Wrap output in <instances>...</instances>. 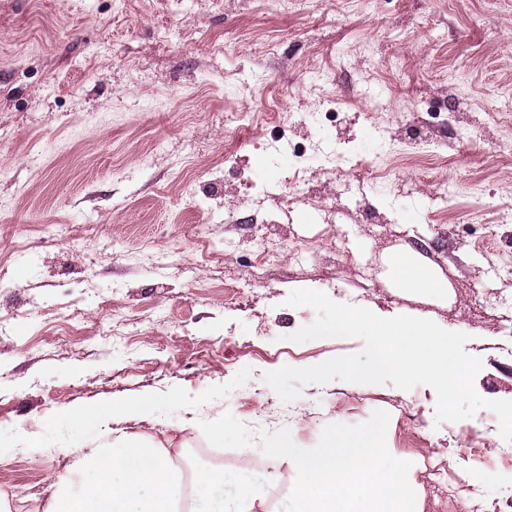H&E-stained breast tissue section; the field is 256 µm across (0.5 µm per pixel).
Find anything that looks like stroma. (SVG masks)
<instances>
[{"instance_id":"1","label":"stroma","mask_w":512,"mask_h":512,"mask_svg":"<svg viewBox=\"0 0 512 512\" xmlns=\"http://www.w3.org/2000/svg\"><path fill=\"white\" fill-rule=\"evenodd\" d=\"M510 144L512 0H0V486L47 499L59 446L91 439L70 409L150 399L125 427L154 434L216 400L249 425L281 404L266 372L361 349L289 341L316 318L296 289L468 334L476 391L512 400ZM301 397L282 424L305 446L383 409L392 456L512 486L463 454L491 410L436 423L426 385ZM289 474L225 466L226 512Z\"/></svg>"}]
</instances>
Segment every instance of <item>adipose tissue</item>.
<instances>
[{"label":"adipose tissue","instance_id":"1","mask_svg":"<svg viewBox=\"0 0 512 512\" xmlns=\"http://www.w3.org/2000/svg\"><path fill=\"white\" fill-rule=\"evenodd\" d=\"M150 409L145 401L131 409L126 403L107 400L90 411L72 410V417L92 430L93 443L62 448L71 463L52 478L42 512H199L201 492L223 486V470H199L194 494L185 495L184 472L170 449L172 436L132 434L111 427L116 420ZM107 464L112 474L102 482L76 483V474Z\"/></svg>","mask_w":512,"mask_h":512}]
</instances>
